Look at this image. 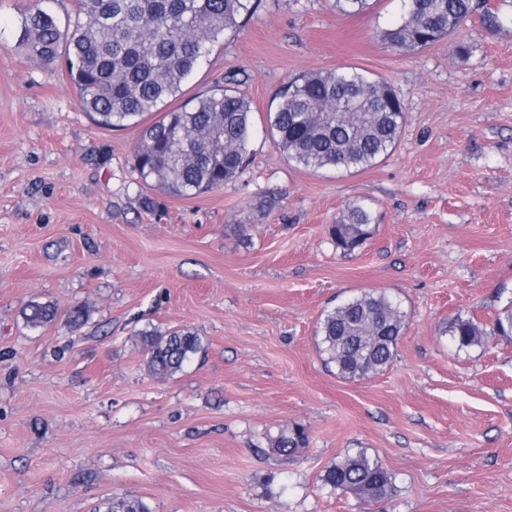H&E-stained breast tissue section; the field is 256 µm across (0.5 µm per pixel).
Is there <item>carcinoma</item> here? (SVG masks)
<instances>
[{"mask_svg":"<svg viewBox=\"0 0 512 512\" xmlns=\"http://www.w3.org/2000/svg\"><path fill=\"white\" fill-rule=\"evenodd\" d=\"M262 0H73V17L62 27L37 4L20 11L17 46L45 66L66 59L84 112L103 128L138 126L145 116L178 99L182 87L220 40L233 37ZM343 15L359 14L368 0H334ZM478 9L476 0H402L399 18L382 32L393 48L417 51L463 26ZM227 83L163 113L143 128L133 168L140 180L174 196L191 197L219 189L242 176L253 133L251 102ZM405 124L401 99L382 79L351 67L309 72L288 82L269 135L288 159L312 170H364L396 145ZM373 234L371 213L362 205L347 209L333 225L336 247L351 253ZM26 325L54 322L58 308L32 301L22 310ZM406 315L384 293L366 292L335 307L320 323V351L343 379H364L385 370ZM460 349L484 336L512 335V299L482 329L472 318L456 316L448 325ZM151 372L167 376L183 370L203 351L188 328L165 335L140 334ZM301 430L281 435L272 447L290 455L305 447ZM333 490L351 491L362 502L377 503L392 491L390 472L360 453L321 475ZM103 512H152L139 498H116Z\"/></svg>","mask_w":512,"mask_h":512,"instance_id":"cac0c4a2","label":"carcinoma"}]
</instances>
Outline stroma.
Returning a JSON list of instances; mask_svg holds the SVG:
<instances>
[{
  "instance_id": "obj_1",
  "label": "stroma",
  "mask_w": 512,
  "mask_h": 512,
  "mask_svg": "<svg viewBox=\"0 0 512 512\" xmlns=\"http://www.w3.org/2000/svg\"><path fill=\"white\" fill-rule=\"evenodd\" d=\"M29 2L0 0V512H512V335L461 350L447 333L512 297V0H489L500 28L475 17L411 53L381 36L400 0H262L183 87L233 73L254 108L245 174L194 197L140 181V127L97 126L17 48ZM339 67L387 81L406 123L374 166L313 171L267 115L289 80ZM353 203L374 233L346 254L331 227ZM371 290L405 329L385 371L344 380L319 323ZM33 300L57 304L52 325L26 326ZM182 328L203 352L153 375L140 331ZM298 428L308 447L272 450ZM360 453L392 475L375 505L320 480Z\"/></svg>"
}]
</instances>
